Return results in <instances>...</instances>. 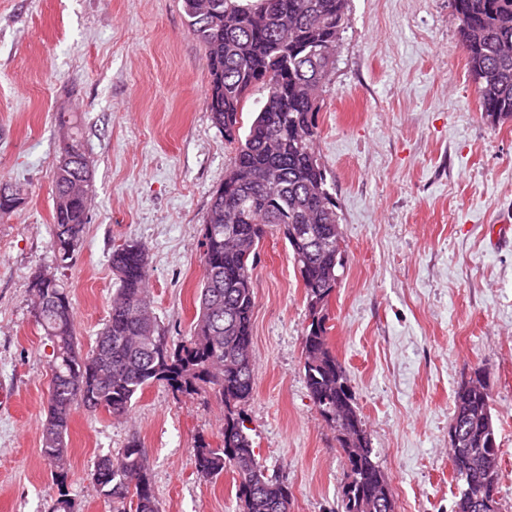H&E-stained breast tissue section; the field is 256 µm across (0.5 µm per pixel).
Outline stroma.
<instances>
[{
  "label": "stroma",
  "mask_w": 512,
  "mask_h": 512,
  "mask_svg": "<svg viewBox=\"0 0 512 512\" xmlns=\"http://www.w3.org/2000/svg\"><path fill=\"white\" fill-rule=\"evenodd\" d=\"M349 25L317 114L316 151L345 241L327 306L329 345L395 491L396 512H455L448 457L454 394L482 369L500 444L497 499L512 512V119L479 109L450 0H349ZM201 44L181 0H0V179L24 205L0 219V512H51L41 454L52 347L28 284L51 249L60 113L82 122L94 168L81 247L59 271L90 350L115 289L114 247L145 245L162 328L188 335L203 276L197 230L231 149L203 100ZM255 386L245 405L255 453L287 483L290 512H341L336 435L306 388L302 280L279 232L258 248ZM211 392L155 383L127 417L73 411L67 491L78 512H112L91 472L138 439L164 512H241L232 471L199 480L198 436L218 441Z\"/></svg>",
  "instance_id": "1"
}]
</instances>
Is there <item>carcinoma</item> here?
Returning a JSON list of instances; mask_svg holds the SVG:
<instances>
[{
  "label": "carcinoma",
  "mask_w": 512,
  "mask_h": 512,
  "mask_svg": "<svg viewBox=\"0 0 512 512\" xmlns=\"http://www.w3.org/2000/svg\"><path fill=\"white\" fill-rule=\"evenodd\" d=\"M480 111L493 121L512 118V0H450ZM188 32L203 46L210 74L204 102L214 126L231 146L229 174L213 193L199 225L203 278L199 312L190 335L171 342L154 315L146 250L139 242L112 249L116 280L107 322L85 354L76 334L64 281L41 272L29 283L35 321L53 348L48 409L41 451L59 481L70 468L68 428L74 408L103 409L125 417L133 400L154 383L177 396L208 389L224 407L221 443L196 441L199 478L235 474L247 512H282L287 484L257 459L243 406L255 373L252 318L256 305L253 258L276 229L306 292L311 321L302 338L304 380L313 404L336 432L345 475L343 512H395L391 484L354 402L345 368L328 343L326 307L344 265L336 201L314 149L317 99L336 64L348 26V0H182ZM273 97L248 127L242 103L255 87ZM67 162L52 173V248L57 267L69 265L89 224L92 170L80 123L60 114ZM25 201L24 191L0 180V218ZM453 446L461 512H500L482 501V488L498 480L499 445L487 383L462 385L454 396ZM92 478L113 512H162L140 442L98 459Z\"/></svg>",
  "instance_id": "carcinoma-1"
}]
</instances>
